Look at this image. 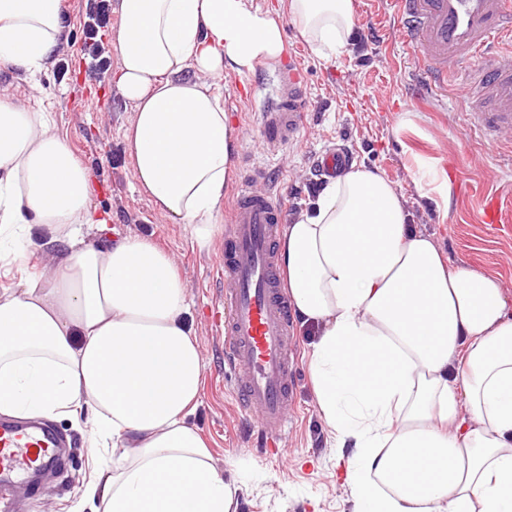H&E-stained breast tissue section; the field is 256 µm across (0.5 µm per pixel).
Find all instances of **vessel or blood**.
I'll use <instances>...</instances> for the list:
<instances>
[{
  "mask_svg": "<svg viewBox=\"0 0 512 512\" xmlns=\"http://www.w3.org/2000/svg\"><path fill=\"white\" fill-rule=\"evenodd\" d=\"M394 27L413 52V77L434 98L461 88L472 130L487 145L499 147L512 135V0H387ZM478 66L466 70L465 65ZM277 93L262 112L261 142L276 154L295 141L303 126L307 94L300 63L277 70ZM353 163L339 148L317 162L331 176ZM262 172L249 173L239 189L224 235V359L234 375L241 410L262 415L260 445L286 431L293 402L294 376L288 338L292 318L281 288L276 241L286 212L272 188L262 187ZM483 220L512 223V200L485 198ZM67 439L52 426L0 420V494L48 469L61 468Z\"/></svg>",
  "mask_w": 512,
  "mask_h": 512,
  "instance_id": "vessel-or-blood-1",
  "label": "vessel or blood"
}]
</instances>
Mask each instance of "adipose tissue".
<instances>
[{
    "label": "adipose tissue",
    "instance_id": "obj_1",
    "mask_svg": "<svg viewBox=\"0 0 512 512\" xmlns=\"http://www.w3.org/2000/svg\"><path fill=\"white\" fill-rule=\"evenodd\" d=\"M112 80L133 105L123 141L140 192L207 247L234 176L227 72L285 49L291 22L317 56L349 47L353 0H121ZM67 38L62 0H0V68L34 80ZM90 167L48 112L0 95V251L31 225L66 244L0 290V415L83 424L111 451L93 512H236L189 416L202 361L172 255L128 236L85 245L100 218ZM279 265L353 512H512V307L502 282L450 263L411 222L400 187L358 167L284 227Z\"/></svg>",
    "mask_w": 512,
    "mask_h": 512
}]
</instances>
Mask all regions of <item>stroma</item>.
Listing matches in <instances>:
<instances>
[{"mask_svg":"<svg viewBox=\"0 0 512 512\" xmlns=\"http://www.w3.org/2000/svg\"><path fill=\"white\" fill-rule=\"evenodd\" d=\"M67 42L31 88L16 73L0 69V91L25 102L42 97L76 158L97 176L92 206L110 217L86 231L88 244L104 247L129 235L150 238L172 253L193 302L188 324L203 364L201 403L190 421L209 446L224 479L236 483L237 512H352L349 490L336 466V451L317 409L308 357L314 325H294L293 428L275 448L255 445L261 427L232 400L224 377V282L218 275L223 236L207 249L194 245L186 225L163 218L140 193L122 130L132 106L117 90L111 71L94 72L85 63L83 25L86 0H63ZM356 27L348 52L331 59L315 55L292 23H285V51L278 62L224 77V110L235 131V177L226 191L234 197L244 173L267 168L287 213L302 208L323 185L318 157L343 144L356 162L383 171L399 185L414 223L434 235L451 263L498 277L512 288V223L480 219L484 194L512 192V154L493 151L468 135L469 116L461 106L418 100L405 72L411 53L392 32L387 5L354 0ZM300 60L311 109L299 138L277 155L260 145L258 115L270 96L278 67ZM434 161L451 187L447 211L437 210L412 181L417 159ZM54 427L70 443L60 471L44 476L39 488L21 490V512H83L89 455L82 430L66 418Z\"/></svg>","mask_w":512,"mask_h":512,"instance_id":"1","label":"stroma"}]
</instances>
